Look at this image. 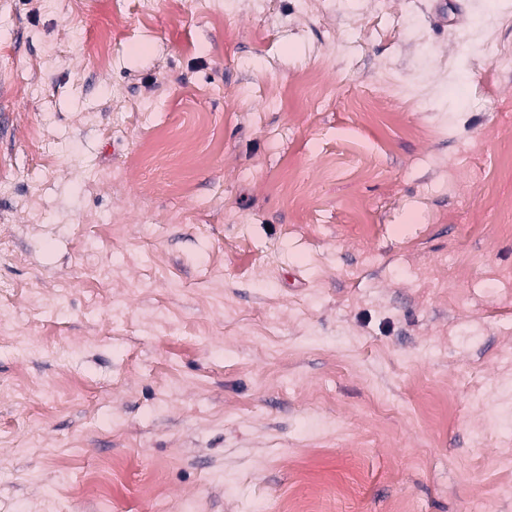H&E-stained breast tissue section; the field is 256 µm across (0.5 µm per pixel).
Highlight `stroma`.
<instances>
[{"instance_id":"35a3bbf8","label":"stroma","mask_w":512,"mask_h":512,"mask_svg":"<svg viewBox=\"0 0 512 512\" xmlns=\"http://www.w3.org/2000/svg\"><path fill=\"white\" fill-rule=\"evenodd\" d=\"M43 2L0 0V512H104L56 490L105 458V512H512V0ZM87 53L92 57L100 68H107L111 64L112 53V32H100L87 45Z\"/></svg>"}]
</instances>
